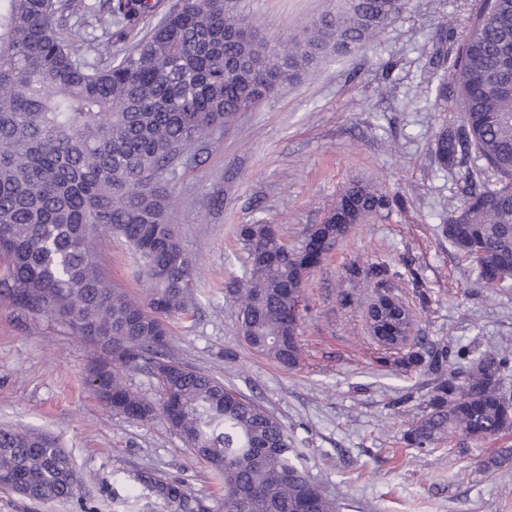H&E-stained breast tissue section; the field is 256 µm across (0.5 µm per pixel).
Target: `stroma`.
I'll return each instance as SVG.
<instances>
[{"mask_svg":"<svg viewBox=\"0 0 512 512\" xmlns=\"http://www.w3.org/2000/svg\"><path fill=\"white\" fill-rule=\"evenodd\" d=\"M99 0H82L69 20L98 62L104 40ZM482 0H407L369 48L331 55L282 84L177 165L165 185L180 244L199 268L193 312L171 322L170 358L221 379L288 426L310 476L343 496V512H512V462L490 458L512 446L467 439L419 449L404 434L429 400L423 367L398 362L369 334L352 299L350 268L385 262L413 315V333L481 355L512 351V284L487 288L444 224L462 202L457 169H441L433 144L460 124L434 103L441 74L430 59L437 26L463 35ZM262 36L284 38L329 8V0H243ZM354 180L377 184L403 205L349 234L310 276L299 337L303 357L287 370L251 351L238 332L227 283L247 254L237 229L277 225L296 244L323 223ZM106 277L143 300L135 258L120 239L97 244ZM417 271L429 296L409 283ZM92 348L52 317L0 296V425L56 437L82 481L67 501H33L0 488V512H180L145 497L142 478L181 484L192 512H224L223 484L160 419L133 422L107 410L86 384Z\"/></svg>","mask_w":512,"mask_h":512,"instance_id":"1","label":"stroma"}]
</instances>
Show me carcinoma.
I'll list each match as a JSON object with an SVG mask.
<instances>
[{"label":"carcinoma","mask_w":512,"mask_h":512,"mask_svg":"<svg viewBox=\"0 0 512 512\" xmlns=\"http://www.w3.org/2000/svg\"><path fill=\"white\" fill-rule=\"evenodd\" d=\"M405 0H336L288 41L258 53L239 0H102L99 14L129 40L93 69L69 28L78 0H0V291L14 305L68 324L95 349L87 383L112 412L136 422L175 418V432L224 485V512H341V498L311 479L293 435L243 393L178 361L158 379L160 404L129 388L125 370L165 359L170 320L189 315L198 269L172 225L162 183L235 115L332 53L362 50L402 12ZM454 39L438 27V61ZM434 102L461 112L435 142L441 167L465 169L448 240L477 265L489 288L512 282V0H483L457 41L450 76ZM400 200L352 182L318 233L289 246L275 224H243L240 278L225 289L239 332L284 369L302 347L296 306L310 273L355 224ZM122 239L137 255L146 299L105 276L96 240ZM364 287H391L373 264ZM406 358L433 376V395L408 429L429 448L452 438L494 439L512 430V352L469 359L470 350L408 336ZM77 473L49 435L0 427V485L29 498L67 501ZM151 489L184 500L181 487Z\"/></svg>","instance_id":"cac0c4a2"}]
</instances>
